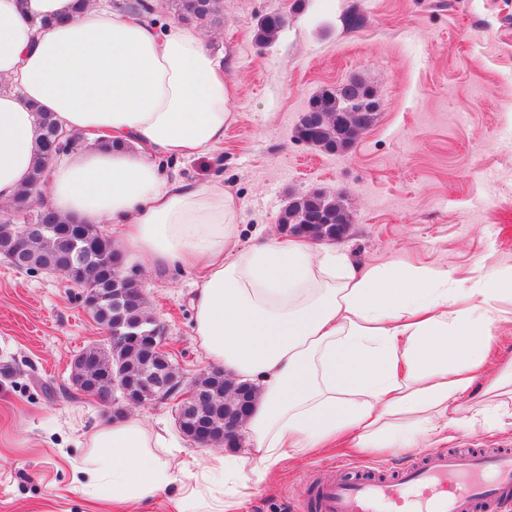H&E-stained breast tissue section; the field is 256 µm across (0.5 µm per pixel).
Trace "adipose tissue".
Returning <instances> with one entry per match:
<instances>
[{"label":"adipose tissue","instance_id":"obj_1","mask_svg":"<svg viewBox=\"0 0 512 512\" xmlns=\"http://www.w3.org/2000/svg\"><path fill=\"white\" fill-rule=\"evenodd\" d=\"M223 54L174 20L110 0H0V202L27 183L38 112L64 129L140 150L72 153L51 166L60 216L108 224L113 243L152 272L197 271L191 306L203 357L260 390L244 456L177 459L143 418L85 435L83 478L114 505L172 486V512H240L293 456L335 446L414 448L463 426L512 271L487 267L470 287L447 270L354 264L281 234L238 244L241 207L221 179L166 168L209 158L235 119Z\"/></svg>","mask_w":512,"mask_h":512}]
</instances>
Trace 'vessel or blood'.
Instances as JSON below:
<instances>
[{
    "label": "vessel or blood",
    "mask_w": 512,
    "mask_h": 512,
    "mask_svg": "<svg viewBox=\"0 0 512 512\" xmlns=\"http://www.w3.org/2000/svg\"><path fill=\"white\" fill-rule=\"evenodd\" d=\"M300 512H512V448L423 451L396 474L318 479Z\"/></svg>",
    "instance_id": "1"
}]
</instances>
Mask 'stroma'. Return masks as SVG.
Returning <instances> with one entry per match:
<instances>
[{"label":"stroma","instance_id":"1","mask_svg":"<svg viewBox=\"0 0 512 512\" xmlns=\"http://www.w3.org/2000/svg\"><path fill=\"white\" fill-rule=\"evenodd\" d=\"M216 23L190 22L230 62L236 120L207 161L176 168L186 180L223 177L241 204L239 244L277 234L293 193L341 197L353 216L337 248L368 265H429L467 281L483 258L512 268V0H221ZM287 22L258 45V18ZM358 17L351 28L349 17ZM358 78L372 87V126L347 152L327 154L294 139L309 98ZM151 311L167 327L168 351L185 377L210 363L192 339L191 273L141 271ZM61 276L26 273L0 257V512H113L107 491L83 487L75 470L85 432L104 424L79 394L70 364L105 334ZM138 414L184 453L171 402ZM451 448H512V423L451 431ZM417 450H331L288 461L241 512H294L299 489L330 467L392 471Z\"/></svg>","mask_w":512,"mask_h":512}]
</instances>
